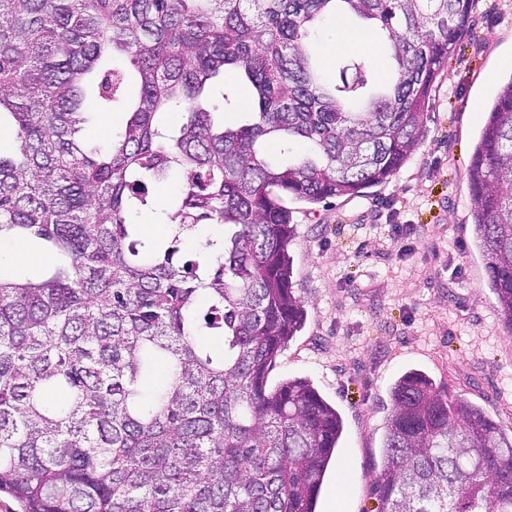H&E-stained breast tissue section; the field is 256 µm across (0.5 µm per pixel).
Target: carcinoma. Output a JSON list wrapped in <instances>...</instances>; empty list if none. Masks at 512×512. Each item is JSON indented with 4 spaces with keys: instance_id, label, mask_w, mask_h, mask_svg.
I'll return each instance as SVG.
<instances>
[{
    "instance_id": "carcinoma-1",
    "label": "carcinoma",
    "mask_w": 512,
    "mask_h": 512,
    "mask_svg": "<svg viewBox=\"0 0 512 512\" xmlns=\"http://www.w3.org/2000/svg\"><path fill=\"white\" fill-rule=\"evenodd\" d=\"M474 2L0 0V239L52 257L25 280L0 263V492L22 512H315L343 421L306 379L268 387L305 324L283 199L358 197L406 164ZM330 13L384 38L387 83L364 57L326 81L311 34ZM230 68L254 89L236 128L211 99ZM91 96L127 114L93 155ZM272 137L306 150L273 163ZM174 171L159 220L175 230L147 237L131 215L154 211L149 184ZM468 181L512 332V76ZM201 224L223 232L181 255ZM391 400L377 512H512V434L420 370Z\"/></svg>"
}]
</instances>
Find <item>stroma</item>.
<instances>
[{"instance_id": "obj_1", "label": "stroma", "mask_w": 512, "mask_h": 512, "mask_svg": "<svg viewBox=\"0 0 512 512\" xmlns=\"http://www.w3.org/2000/svg\"><path fill=\"white\" fill-rule=\"evenodd\" d=\"M512 0H477L439 77L426 137L387 183L308 210L292 198L293 290L304 328L269 386L309 380L342 417L316 512H377L391 387L419 369L512 431V333L472 246L468 166L498 87L512 77Z\"/></svg>"}]
</instances>
